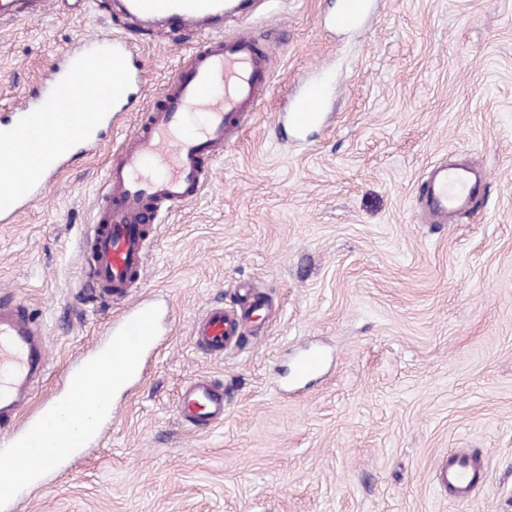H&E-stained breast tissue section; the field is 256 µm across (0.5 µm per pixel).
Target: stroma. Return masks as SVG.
Instances as JSON below:
<instances>
[{
  "instance_id": "1",
  "label": "stroma",
  "mask_w": 512,
  "mask_h": 512,
  "mask_svg": "<svg viewBox=\"0 0 512 512\" xmlns=\"http://www.w3.org/2000/svg\"><path fill=\"white\" fill-rule=\"evenodd\" d=\"M339 0H261L274 34L262 104L213 163L200 197L168 212L137 297L169 309L162 347L94 447L60 460L19 512H512V0H373L356 30ZM136 21L107 0H57L0 25V113L77 42ZM204 33H136L143 86L102 147L0 224V296L39 316L50 351L34 401L102 343L123 303L82 295V243L124 136ZM333 86L322 127L281 139L278 114L313 69ZM478 165L474 202L419 216L427 174ZM256 289L270 319L241 350L192 343L212 303ZM321 372L291 383L295 359ZM224 383V420L176 415L182 386ZM451 451L483 458L470 502L436 483Z\"/></svg>"
}]
</instances>
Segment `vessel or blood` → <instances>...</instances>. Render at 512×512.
I'll use <instances>...</instances> for the list:
<instances>
[{"mask_svg":"<svg viewBox=\"0 0 512 512\" xmlns=\"http://www.w3.org/2000/svg\"><path fill=\"white\" fill-rule=\"evenodd\" d=\"M50 0H0V21H24L42 14ZM253 0H123L125 15L146 25L163 24L169 37L193 25L208 38L191 51L186 68L174 75L160 101L143 113L117 158L106 170L96 221L86 248V283L100 297L128 306L112 322V359L117 386L127 385L142 367V358L160 336L162 310L150 301H130L141 284L154 228L162 214L191 203L200 193L215 158L239 134L246 116L257 112L268 76L270 44L248 32L224 35V16L243 17ZM367 0H345L331 19L334 28L358 24ZM127 37L103 36L71 49L46 79L26 93L23 102L0 116V174L19 173L16 186L0 192V222H12L25 207L44 197L51 182L77 155L100 147L105 129L126 111L133 82L140 75ZM88 78L84 109L70 106L69 85L75 74ZM333 93L323 80L309 82L288 114L298 132L318 123ZM475 167L441 165L428 175L425 208L433 223L465 209L473 194ZM270 304L252 296L236 308L207 306L192 327L196 347L220 357L238 349L268 316ZM50 361L38 320L18 301L0 299V430L8 445L0 457L9 464L0 472V512L18 508L14 475L34 472L43 480L53 470L62 445L83 448L98 441L112 418V400H88L83 370L64 376L62 392L28 410L36 380ZM179 419L196 429L224 419V385L196 377L183 387ZM436 481L455 499L467 500L480 472L464 454L439 459Z\"/></svg>","mask_w":512,"mask_h":512,"instance_id":"obj_1","label":"vessel or blood"}]
</instances>
